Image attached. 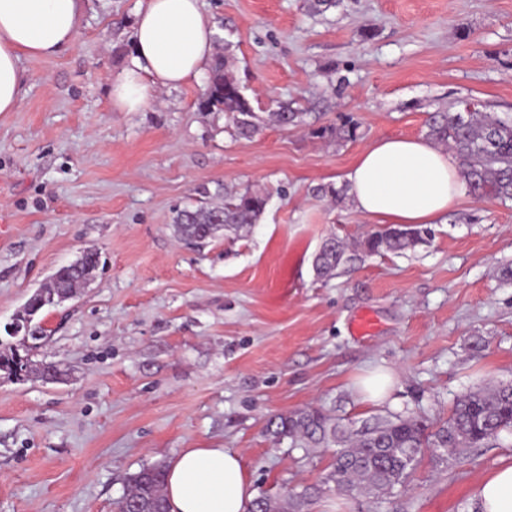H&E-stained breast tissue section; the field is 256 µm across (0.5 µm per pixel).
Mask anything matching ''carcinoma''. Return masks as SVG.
Returning a JSON list of instances; mask_svg holds the SVG:
<instances>
[{
  "instance_id": "obj_1",
  "label": "carcinoma",
  "mask_w": 512,
  "mask_h": 512,
  "mask_svg": "<svg viewBox=\"0 0 512 512\" xmlns=\"http://www.w3.org/2000/svg\"><path fill=\"white\" fill-rule=\"evenodd\" d=\"M202 108L222 112L227 125L244 139L260 129V118L228 66L216 58L202 93ZM281 126L298 125L303 113L287 102L277 104L273 113ZM358 123L348 118L340 126H321L312 134L338 142L356 138ZM426 137L447 148L457 160L468 193L476 197L512 199V120L480 112L438 110L429 114ZM267 199L249 188L233 196L222 207H185L174 223L178 235L190 242L204 244L222 230H237L254 224L265 210ZM428 231L417 227L386 226L372 231L357 244L365 254L398 253L425 242ZM355 255L344 240L331 236L325 240L313 260L317 277L329 279ZM77 273L60 267L51 285L42 293L32 294L30 309H45L51 302L68 296L76 286ZM423 421L409 416L392 415L365 422L357 429L340 425L315 407L281 415L268 421L266 432L280 440L288 438L301 448H340L326 473L323 484L351 495L363 487L380 495L404 482L408 470L431 445L462 451L495 440L504 431H512V382L471 390L456 400L446 424L429 440ZM167 467L155 462L142 467L129 478L127 492L115 502V512H166L164 496ZM316 488L282 499L259 496L247 512H307Z\"/></svg>"
}]
</instances>
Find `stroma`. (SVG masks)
I'll return each mask as SVG.
<instances>
[{
    "label": "stroma",
    "mask_w": 512,
    "mask_h": 512,
    "mask_svg": "<svg viewBox=\"0 0 512 512\" xmlns=\"http://www.w3.org/2000/svg\"><path fill=\"white\" fill-rule=\"evenodd\" d=\"M313 2L202 0L262 120L249 140L200 109L203 74L143 111L113 107L140 0H84L69 48L23 59L22 102L0 113V323L61 265L88 250L100 263L41 313L35 358L61 378L0 381V512H115L131 474L187 448L237 451L256 493L281 498L318 484L334 451L275 442L270 416L418 415L432 434L462 394L512 381L511 201L463 195L426 243L357 254L327 281L313 271L324 239L377 227L316 194L369 145L424 136L429 112L463 100L512 116V0ZM281 101L303 124L271 121ZM348 115L355 141L313 136ZM247 188L268 197L257 223L179 239V207ZM378 369L393 387L364 400L356 381ZM510 457L507 432L427 448L404 485L326 490L309 512H474L476 485Z\"/></svg>",
    "instance_id": "35a3bbf8"
}]
</instances>
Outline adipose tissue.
I'll return each mask as SVG.
<instances>
[{
  "mask_svg": "<svg viewBox=\"0 0 512 512\" xmlns=\"http://www.w3.org/2000/svg\"><path fill=\"white\" fill-rule=\"evenodd\" d=\"M84 0H0V113L22 100L26 57H50L72 45ZM133 52L110 78L113 106L142 111L161 90L197 77L215 52L214 30L199 0H146L136 15ZM355 210L381 224H433L461 197L450 152L417 138H384L356 158L346 175ZM169 512H247L255 497L238 452L188 448L169 464ZM479 512H512V464L480 481Z\"/></svg>",
  "mask_w": 512,
  "mask_h": 512,
  "instance_id": "adipose-tissue-1",
  "label": "adipose tissue"
}]
</instances>
